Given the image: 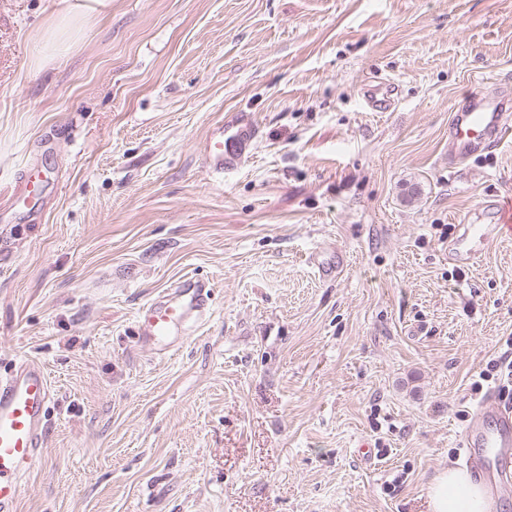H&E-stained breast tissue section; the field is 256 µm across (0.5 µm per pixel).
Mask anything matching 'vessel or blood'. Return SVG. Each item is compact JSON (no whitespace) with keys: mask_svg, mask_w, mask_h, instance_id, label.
<instances>
[{"mask_svg":"<svg viewBox=\"0 0 512 512\" xmlns=\"http://www.w3.org/2000/svg\"><path fill=\"white\" fill-rule=\"evenodd\" d=\"M512 111V93L499 91L470 95L454 112L448 135V158L458 161L482 148L499 143ZM257 137V129L244 113L238 112L206 138L203 164L212 173L237 168ZM40 198L38 179L26 172L10 196V208H34ZM493 224L467 225L453 244L456 258L469 260L485 244L498 237L512 236V197L495 205ZM210 284L195 277L181 278L175 288L157 296L137 317V341L141 346L170 351L184 339L180 328L188 320L203 324L212 315ZM52 388L45 368L25 359L0 375V512H16L23 477L41 458L49 421ZM470 446L484 448L483 456L469 462L479 481L497 489L512 471V407L488 392L476 405L465 433Z\"/></svg>","mask_w":512,"mask_h":512,"instance_id":"vessel-or-blood-1","label":"vessel or blood"}]
</instances>
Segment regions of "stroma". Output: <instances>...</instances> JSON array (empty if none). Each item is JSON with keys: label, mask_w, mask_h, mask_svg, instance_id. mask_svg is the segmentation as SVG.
<instances>
[{"label": "stroma", "mask_w": 512, "mask_h": 512, "mask_svg": "<svg viewBox=\"0 0 512 512\" xmlns=\"http://www.w3.org/2000/svg\"><path fill=\"white\" fill-rule=\"evenodd\" d=\"M84 2L0 0V371L53 394L17 512H430L473 406L512 401V240L448 258L512 195V129L448 162L453 111L512 85V0ZM234 112L257 139L209 173ZM185 275L211 321L139 347ZM257 137V129L250 117L237 112L206 138L203 151L204 167L211 173L224 174L237 168L248 154ZM38 181L33 170H28L22 177L20 184L12 192L9 207L12 209L17 207L34 209L40 198Z\"/></svg>", "instance_id": "stroma-1"}]
</instances>
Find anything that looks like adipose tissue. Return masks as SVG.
I'll use <instances>...</instances> for the list:
<instances>
[{"instance_id":"adipose-tissue-1","label":"adipose tissue","mask_w":512,"mask_h":512,"mask_svg":"<svg viewBox=\"0 0 512 512\" xmlns=\"http://www.w3.org/2000/svg\"><path fill=\"white\" fill-rule=\"evenodd\" d=\"M431 512H492L494 503L483 485L455 465L442 468L429 488Z\"/></svg>"}]
</instances>
